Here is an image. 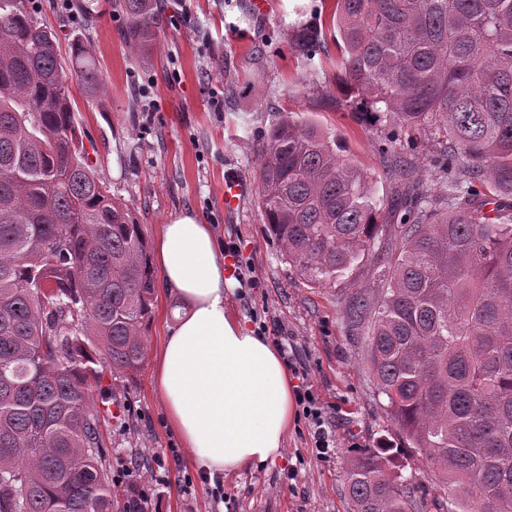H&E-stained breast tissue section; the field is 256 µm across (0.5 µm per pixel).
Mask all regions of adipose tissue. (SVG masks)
<instances>
[{"mask_svg":"<svg viewBox=\"0 0 512 512\" xmlns=\"http://www.w3.org/2000/svg\"><path fill=\"white\" fill-rule=\"evenodd\" d=\"M154 258L159 287L182 304L153 370L170 428L215 473L274 459L295 417L288 369L233 313L235 283L211 226L173 217L159 229Z\"/></svg>","mask_w":512,"mask_h":512,"instance_id":"obj_1","label":"adipose tissue"}]
</instances>
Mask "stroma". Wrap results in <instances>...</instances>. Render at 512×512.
<instances>
[{
  "instance_id": "35a3bbf8",
  "label": "stroma",
  "mask_w": 512,
  "mask_h": 512,
  "mask_svg": "<svg viewBox=\"0 0 512 512\" xmlns=\"http://www.w3.org/2000/svg\"><path fill=\"white\" fill-rule=\"evenodd\" d=\"M84 1L91 12L81 10ZM266 2V13L258 17L250 0H158L164 24L144 53L129 42V19L112 0H24L38 24L82 37L95 48L107 89L101 99L84 96L68 45H61L59 58L97 177L135 210L147 242L181 213L211 225L216 238L235 237L256 282L240 280L231 297L234 311L247 326L264 321L287 336L293 385L311 387L336 432L335 455L321 460L307 421L295 419L274 460L204 482L169 427L152 363L131 379L104 368V405L119 411L104 427L107 446L136 454L146 475L156 452L178 451L168 484L155 489L159 512H352V457L380 439L397 438L379 406L360 341L343 315L346 294L372 286L384 256L369 255L331 286L315 288L301 280L264 230L255 144L281 113H299L336 134L348 160L374 172V190L387 198L394 180L378 147L388 136L399 147L415 143L410 159L438 195L446 182L431 160L447 141L432 128H396L380 115L353 113L339 90L335 56L308 64L290 49L297 27L332 30L335 0ZM228 179L239 187L231 206L224 200ZM175 307L172 297L154 293L143 325L148 353L162 344ZM391 455L427 512H436L444 491L429 469L406 449L394 447Z\"/></svg>"
}]
</instances>
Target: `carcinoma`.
<instances>
[{
  "instance_id": "obj_1",
  "label": "carcinoma",
  "mask_w": 512,
  "mask_h": 512,
  "mask_svg": "<svg viewBox=\"0 0 512 512\" xmlns=\"http://www.w3.org/2000/svg\"><path fill=\"white\" fill-rule=\"evenodd\" d=\"M147 49L156 0H118ZM341 91L444 133L448 193L402 153L386 231L374 176L336 137L285 112L257 143L259 207L296 275L325 287L385 245L378 287L347 294L381 408L450 492L444 512H512V0H336ZM21 0H0V512H112V462L93 388L100 364L143 367L153 269L134 210L95 175L57 49ZM321 29L291 49L313 60ZM84 92L103 94L88 42L70 41ZM385 440L353 457L352 512H421Z\"/></svg>"
}]
</instances>
